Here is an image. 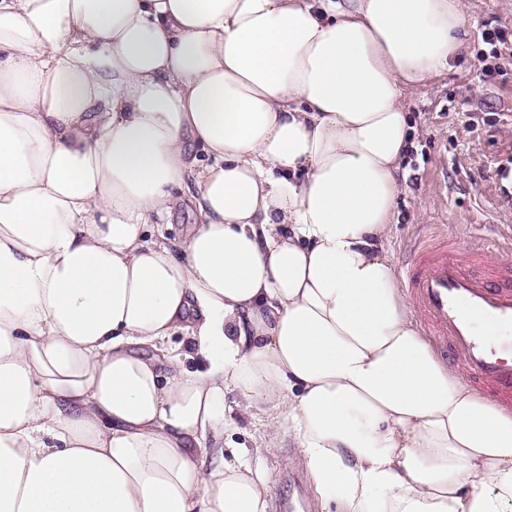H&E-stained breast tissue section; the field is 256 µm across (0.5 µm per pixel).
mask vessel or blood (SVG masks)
<instances>
[{
    "label": "vessel or blood",
    "instance_id": "vessel-or-blood-1",
    "mask_svg": "<svg viewBox=\"0 0 512 512\" xmlns=\"http://www.w3.org/2000/svg\"><path fill=\"white\" fill-rule=\"evenodd\" d=\"M490 250L511 251L512 232L470 254L444 241L429 245L406 281L432 335L447 341L481 387L512 405V269L488 265Z\"/></svg>",
    "mask_w": 512,
    "mask_h": 512
}]
</instances>
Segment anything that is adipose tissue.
I'll return each instance as SVG.
<instances>
[{"instance_id":"obj_1","label":"adipose tissue","mask_w":512,"mask_h":512,"mask_svg":"<svg viewBox=\"0 0 512 512\" xmlns=\"http://www.w3.org/2000/svg\"><path fill=\"white\" fill-rule=\"evenodd\" d=\"M468 39L462 0H0V512H265L231 393L340 512H512V411L384 245ZM234 395L227 396L228 409L225 415L231 422L227 430L226 439L246 448H255L267 439L275 424L273 412H263L257 408L248 409L244 403Z\"/></svg>"}]
</instances>
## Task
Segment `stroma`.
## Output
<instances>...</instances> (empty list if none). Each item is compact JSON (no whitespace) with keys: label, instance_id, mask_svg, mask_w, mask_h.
<instances>
[{"label":"stroma","instance_id":"1","mask_svg":"<svg viewBox=\"0 0 512 512\" xmlns=\"http://www.w3.org/2000/svg\"><path fill=\"white\" fill-rule=\"evenodd\" d=\"M471 29L464 58L435 83L418 88L406 105L417 128L415 146L400 174L401 193L386 248L404 268L424 235L452 237L468 248L471 237L512 226V64L485 72L481 58L512 53L488 44L484 33L512 31V0H463ZM228 440L247 448L265 441L273 413L228 395ZM272 499L311 503L327 512L304 460L288 442L265 460Z\"/></svg>","mask_w":512,"mask_h":512}]
</instances>
